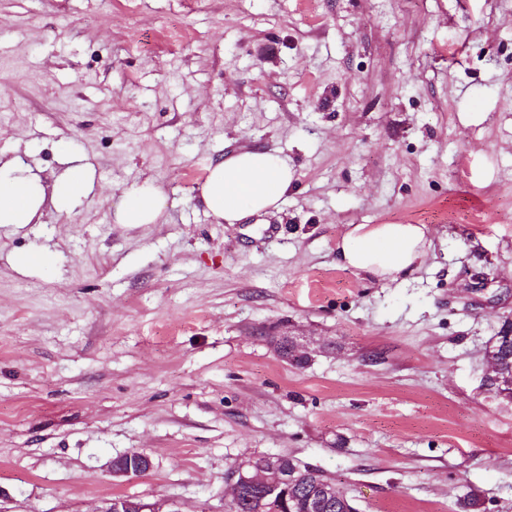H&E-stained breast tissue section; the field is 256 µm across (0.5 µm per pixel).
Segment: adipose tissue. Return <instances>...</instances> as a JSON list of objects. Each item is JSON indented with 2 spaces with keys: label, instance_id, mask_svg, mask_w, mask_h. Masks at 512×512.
<instances>
[{
  "label": "adipose tissue",
  "instance_id": "1",
  "mask_svg": "<svg viewBox=\"0 0 512 512\" xmlns=\"http://www.w3.org/2000/svg\"><path fill=\"white\" fill-rule=\"evenodd\" d=\"M294 177L279 152L242 146L209 166L199 198L217 222L242 224L279 212ZM93 189L92 167L83 158L64 159L49 183L20 157L0 158V227L30 224L46 209L63 210ZM165 209L163 192L147 178L126 188L114 220L155 224ZM425 256V232L416 224H354L336 246L338 265L379 283L405 279Z\"/></svg>",
  "mask_w": 512,
  "mask_h": 512
}]
</instances>
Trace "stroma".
<instances>
[{"label":"stroma","instance_id":"obj_1","mask_svg":"<svg viewBox=\"0 0 512 512\" xmlns=\"http://www.w3.org/2000/svg\"><path fill=\"white\" fill-rule=\"evenodd\" d=\"M295 170L280 213L198 188L240 145ZM96 189L0 229V512H224L237 458L320 470L356 512H512V0H0V155ZM153 178L157 224H117ZM351 224L425 226L380 284ZM45 254L24 270L14 256ZM321 345L302 367L272 337ZM150 456L131 480L113 457ZM512 324L505 320L500 330L493 336L490 353L498 360L507 373H512Z\"/></svg>","mask_w":512,"mask_h":512}]
</instances>
